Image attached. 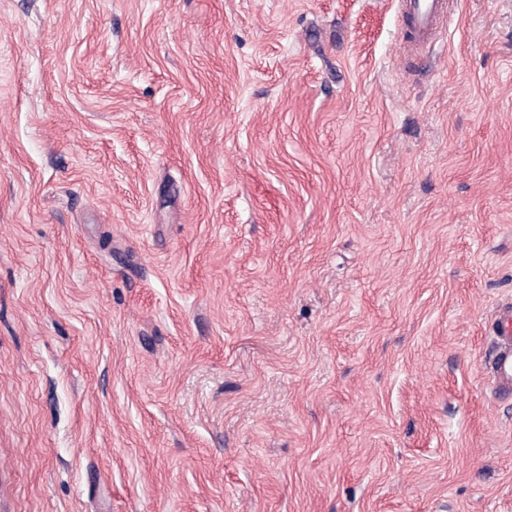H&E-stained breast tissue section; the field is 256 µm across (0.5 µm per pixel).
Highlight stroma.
<instances>
[{"label":"stroma","instance_id":"1","mask_svg":"<svg viewBox=\"0 0 512 512\" xmlns=\"http://www.w3.org/2000/svg\"><path fill=\"white\" fill-rule=\"evenodd\" d=\"M0 0V512H512V0ZM408 26L420 43L433 39L444 14L445 0H405ZM495 354L485 368V374L495 394L512 393V303L501 305L491 319Z\"/></svg>","mask_w":512,"mask_h":512}]
</instances>
